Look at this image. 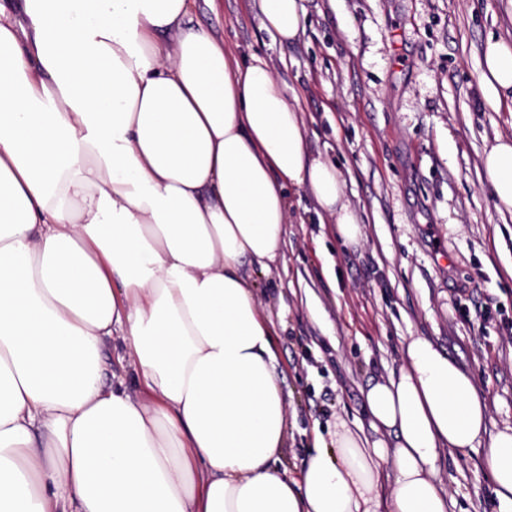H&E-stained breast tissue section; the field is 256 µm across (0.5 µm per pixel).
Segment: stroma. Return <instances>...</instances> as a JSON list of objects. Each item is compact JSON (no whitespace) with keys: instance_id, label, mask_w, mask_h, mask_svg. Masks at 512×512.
Returning <instances> with one entry per match:
<instances>
[{"instance_id":"stroma-1","label":"stroma","mask_w":512,"mask_h":512,"mask_svg":"<svg viewBox=\"0 0 512 512\" xmlns=\"http://www.w3.org/2000/svg\"><path fill=\"white\" fill-rule=\"evenodd\" d=\"M293 43L260 29L251 0H193L191 27L271 59L294 88L305 148L343 172L363 236L343 242L294 191V223L270 269L255 273L275 329L279 382L290 403L285 450L297 475L316 432L336 416L378 434L368 384L425 336L468 371L488 406V432L512 426V213L499 211L483 157L512 136V103L479 85L488 38L512 41V0H304ZM492 315L472 326L460 312ZM481 449L443 453L453 512H500Z\"/></svg>"}]
</instances>
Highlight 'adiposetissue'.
Wrapping results in <instances>:
<instances>
[{
	"mask_svg": "<svg viewBox=\"0 0 512 512\" xmlns=\"http://www.w3.org/2000/svg\"><path fill=\"white\" fill-rule=\"evenodd\" d=\"M191 4L0 10V512H451L439 458L479 445L512 512V427L488 434L471 376L424 336L364 395L393 446L340 417L289 477L249 270L277 260L291 191L344 242L362 226L272 61L186 28ZM253 6L280 42L304 34L302 0ZM480 85L512 102L511 41L487 42ZM483 166L512 211V138ZM115 336L136 394L103 381Z\"/></svg>",
	"mask_w": 512,
	"mask_h": 512,
	"instance_id": "1",
	"label": "adipose tissue"
}]
</instances>
